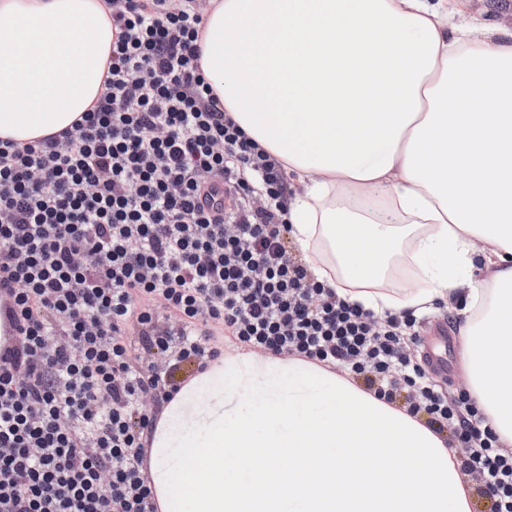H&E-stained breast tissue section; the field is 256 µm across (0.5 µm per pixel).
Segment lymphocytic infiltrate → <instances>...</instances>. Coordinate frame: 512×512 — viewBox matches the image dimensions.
I'll use <instances>...</instances> for the list:
<instances>
[{"instance_id":"1","label":"lymphocytic infiltrate","mask_w":512,"mask_h":512,"mask_svg":"<svg viewBox=\"0 0 512 512\" xmlns=\"http://www.w3.org/2000/svg\"><path fill=\"white\" fill-rule=\"evenodd\" d=\"M107 5L106 93L57 135L0 140V512H157L144 433L181 364L228 340L426 414L512 512V451L439 391L415 319L376 323L291 252L288 172L202 74L208 0Z\"/></svg>"}]
</instances>
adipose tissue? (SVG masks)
<instances>
[{
  "mask_svg": "<svg viewBox=\"0 0 512 512\" xmlns=\"http://www.w3.org/2000/svg\"><path fill=\"white\" fill-rule=\"evenodd\" d=\"M0 18V139L34 143L103 93L112 20L103 0H0ZM201 63L293 174L310 274L379 315H461L469 395L511 448L512 36L447 28L430 0H213ZM401 248L417 288H378ZM147 441L159 512H471L443 435L295 356L225 352Z\"/></svg>",
  "mask_w": 512,
  "mask_h": 512,
  "instance_id": "obj_1",
  "label": "adipose tissue"
}]
</instances>
